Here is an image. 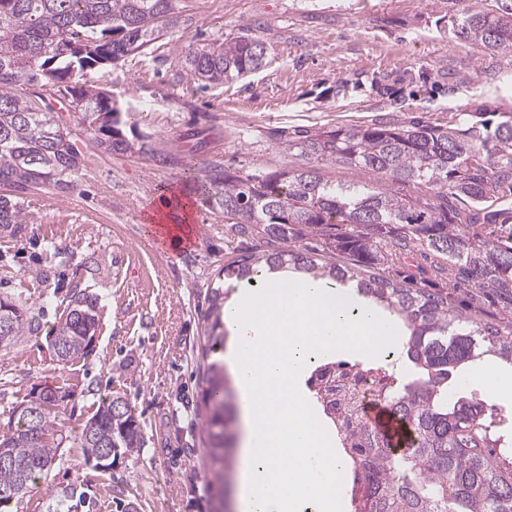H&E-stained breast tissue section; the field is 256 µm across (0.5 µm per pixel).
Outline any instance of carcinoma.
I'll return each mask as SVG.
<instances>
[{
	"instance_id": "cac0c4a2",
	"label": "carcinoma",
	"mask_w": 512,
	"mask_h": 512,
	"mask_svg": "<svg viewBox=\"0 0 512 512\" xmlns=\"http://www.w3.org/2000/svg\"><path fill=\"white\" fill-rule=\"evenodd\" d=\"M451 39L491 53L512 54V0L487 12L460 10ZM181 47L187 77L224 84L259 70L268 47L250 33L186 43L175 0H0V228L33 223L25 203L46 186L72 190L83 162L63 112L79 110L104 153L140 154L122 127L143 114L125 112L107 94L74 78L144 52L159 39ZM297 164L246 175L216 166L203 188L209 204L239 238L267 249L238 251L224 276L253 284L264 269L288 268L327 286L348 285L396 317L405 331L399 351L411 378L391 377L385 401L411 426L412 446L391 451L371 427L362 445L346 449L359 471L355 512H512V414L467 387L464 370L495 358L512 367V322L491 323L454 305L464 288L492 289L512 309V114L495 126L479 112H458L448 124L355 125L289 139ZM340 164L373 173L374 181L324 178ZM411 185L402 193L392 185ZM222 288L211 289L203 355L224 349ZM97 298L73 292L54 337L63 360L84 352ZM31 328L20 306L0 300V336ZM234 378L216 358L206 367L195 413L207 436L206 469L224 485L233 467ZM55 403L35 427L23 415L0 446V492H32L48 473ZM85 451L111 445L113 456L141 451L145 438L132 406L113 415L104 400L80 435ZM84 493L58 494L48 512H78Z\"/></svg>"
}]
</instances>
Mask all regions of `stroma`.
I'll return each mask as SVG.
<instances>
[{"instance_id":"35a3bbf8","label":"stroma","mask_w":512,"mask_h":512,"mask_svg":"<svg viewBox=\"0 0 512 512\" xmlns=\"http://www.w3.org/2000/svg\"><path fill=\"white\" fill-rule=\"evenodd\" d=\"M452 0H176L191 41H266L265 66L208 86L180 73L160 41L85 83L142 113L128 139L152 155L108 154L79 118L68 123L84 156L77 186H49L29 204L33 223L0 234V299L27 308L34 332L0 349V434L32 392H69L56 413L62 443L38 486L7 512H46L48 492L75 486L79 512H235L236 496L211 488L205 437L192 408L202 382L204 317L234 257L224 215L198 190L209 167L246 173L288 165L283 135L351 125L447 123L457 109L490 122L512 113V57L451 41ZM195 170H185V156ZM179 200L204 224L196 246L171 257L137 251L154 212ZM97 295L99 325L83 354L58 362L53 329L74 290ZM121 394L146 437L141 452L103 469L80 433L102 401Z\"/></svg>"}]
</instances>
